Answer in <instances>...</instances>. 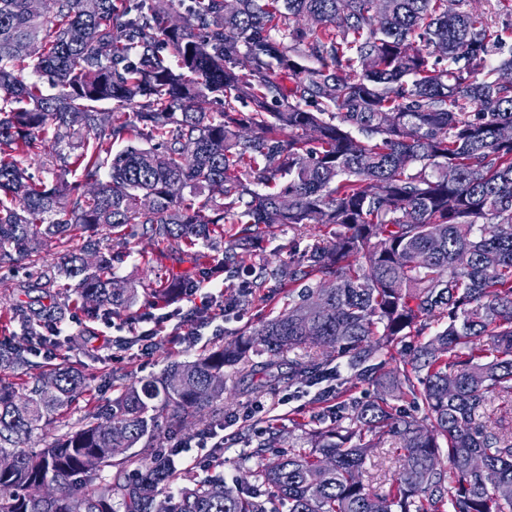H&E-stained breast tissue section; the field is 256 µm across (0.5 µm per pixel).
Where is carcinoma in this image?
<instances>
[{
    "label": "carcinoma",
    "mask_w": 512,
    "mask_h": 512,
    "mask_svg": "<svg viewBox=\"0 0 512 512\" xmlns=\"http://www.w3.org/2000/svg\"><path fill=\"white\" fill-rule=\"evenodd\" d=\"M0 0V267L25 261L33 288H56L96 315L125 311L117 282L134 248L125 227L188 254L219 248L235 277L274 224L317 226L322 240L255 287L299 288L254 332L157 379L123 386L40 449L35 431L86 389L61 363L19 391L6 373L29 348L0 341V512H507L512 428L488 413L512 403V50L485 12L456 0ZM224 110L212 111V96ZM112 105L107 117L100 104ZM55 184L20 157L59 161ZM120 143L122 148L114 149ZM107 171V179L101 172ZM61 248L52 269L42 249ZM119 251H113V247ZM96 256L89 265L87 255ZM183 272L150 292L189 287ZM443 325L393 373L376 356ZM353 386L307 447L257 444L250 492L213 472L186 477L159 422L181 428L224 403V368ZM398 391L422 416L391 403ZM396 449L386 494L362 479L367 456ZM93 456L97 469L85 468Z\"/></svg>",
    "instance_id": "carcinoma-1"
}]
</instances>
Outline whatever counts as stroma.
Returning a JSON list of instances; mask_svg holds the SVG:
<instances>
[{"instance_id":"obj_1","label":"stroma","mask_w":512,"mask_h":512,"mask_svg":"<svg viewBox=\"0 0 512 512\" xmlns=\"http://www.w3.org/2000/svg\"><path fill=\"white\" fill-rule=\"evenodd\" d=\"M127 238L136 248L132 255L119 263L118 277L139 282L144 287H164L169 277L176 272H191L195 283L223 286V298L235 296V289L225 287L224 276H209V269L216 264L219 255L205 245H197L191 254H183L173 249L167 258H158L159 247L139 235L137 226L126 227ZM318 231L309 227L295 230L286 224L274 225L265 237L262 249L251 257L253 266L259 267L267 260H276L284 265L292 260L296 251L315 242ZM29 268L18 263L13 268H0V314L9 310L14 299H26L32 306H40L45 292L29 285ZM269 294L267 301L242 303L232 313H221L219 309L196 314L190 303L180 302V315L164 324L156 337L153 350L143 358L131 357L129 340L148 325L142 320L144 313L151 311L153 298L141 295L130 311L117 314L88 316L81 308L67 307L59 323V344L51 355L36 352L30 355L28 365L16 369V382L25 383L31 377L57 365L61 354L80 363L92 382L88 390L67 410L54 416L50 425L37 430L38 441L49 442L76 423L90 407L107 409L119 395L123 380H135L161 375L173 361H184L204 352L222 347L243 332L257 329L267 318L283 312L288 306V291L276 282L266 284ZM346 373L327 375L321 385H314L304 379L293 381L279 378L266 381L264 377H246L237 370H226L224 375V424L231 438L224 451V479L228 484L248 487L251 483L247 475L255 462L248 456L255 448L259 436L248 427L236 425L235 416L253 402H270L278 397L287 398L288 403L273 413L264 415V427H272L280 435L282 450L302 446L305 427H317L320 417L326 416L330 403L321 399V390L334 388L338 381L346 380ZM200 427L175 430L162 428L159 441L163 447L179 446V464L206 475L212 466L215 451L199 447ZM364 481L371 489L383 494L390 490L394 479L401 470V463L391 448L375 451L364 466Z\"/></svg>"}]
</instances>
